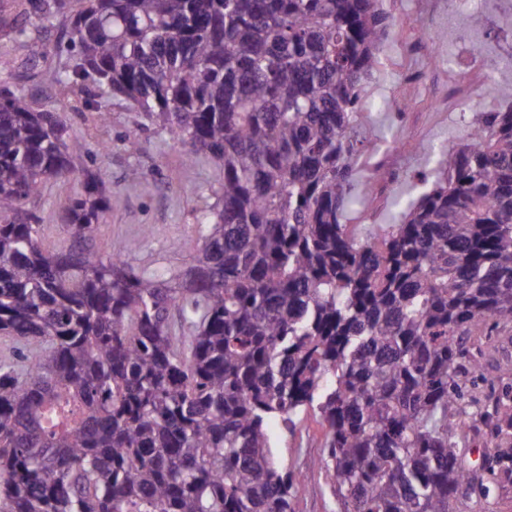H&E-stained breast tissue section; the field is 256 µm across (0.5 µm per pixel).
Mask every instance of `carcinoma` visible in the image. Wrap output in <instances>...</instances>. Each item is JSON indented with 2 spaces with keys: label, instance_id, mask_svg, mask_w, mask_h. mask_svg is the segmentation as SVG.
Instances as JSON below:
<instances>
[{
  "label": "carcinoma",
  "instance_id": "carcinoma-1",
  "mask_svg": "<svg viewBox=\"0 0 512 512\" xmlns=\"http://www.w3.org/2000/svg\"><path fill=\"white\" fill-rule=\"evenodd\" d=\"M81 2L30 0L75 49L46 75L60 97L92 81L224 182L173 276L132 268L135 241L93 249L106 199L89 175L64 202L71 246L48 251L23 203L83 172L85 146L0 91V335L22 351L0 362L7 512H293L267 421L302 407L344 512H461L458 399L512 326V81L509 108L473 111L472 141L362 241L345 214L383 0ZM484 415L512 434V400Z\"/></svg>",
  "mask_w": 512,
  "mask_h": 512
}]
</instances>
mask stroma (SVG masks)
<instances>
[{"instance_id":"stroma-1","label":"stroma","mask_w":512,"mask_h":512,"mask_svg":"<svg viewBox=\"0 0 512 512\" xmlns=\"http://www.w3.org/2000/svg\"><path fill=\"white\" fill-rule=\"evenodd\" d=\"M416 0H384L395 25L380 50L381 64L365 84L371 110L362 116V129L374 146L356 161L358 198L346 214L350 232L362 240L384 234L398 218L402 202L417 198L415 184L422 172L433 168L440 150L467 141L470 137L469 111L444 112L429 89L448 68V34L454 33L456 16L448 7L416 12ZM26 0H0V11L26 27L24 38H16L11 28H0V89L19 91L35 107L58 113L73 136L85 144V168L103 184L108 206L101 221L97 247L110 252L132 238L145 224L155 227L153 236L139 239L128 263L148 274H170L188 267L201 244L198 216L213 206L224 179L220 168L207 157L187 162V145L155 128L130 104L119 97L106 99L110 114L99 122L95 113L79 99L63 100L46 83L44 71L68 67L71 52L60 16L38 18L28 15ZM440 34L430 42L428 33ZM479 46L489 64L512 57V24L498 10L491 9L480 23ZM419 71L423 90L407 111L390 109L401 94L405 78ZM396 163L386 180L373 182L375 165L388 156ZM138 171L140 182L130 185L128 175ZM373 193H366V186ZM83 180L49 181L42 193L25 201L43 224L46 247L62 250L70 245L62 202L82 192ZM485 375L493 387L479 382L470 387L463 401L460 421L468 432L466 460L476 477L470 492L471 512H512V479L491 469L498 453V438L492 420H476L489 393L512 397V376H497L493 368ZM293 426L270 419L268 432L277 462L302 475L293 498L294 512H343L333 493L330 472L321 465L324 429L316 411L303 409L293 417Z\"/></svg>"}]
</instances>
